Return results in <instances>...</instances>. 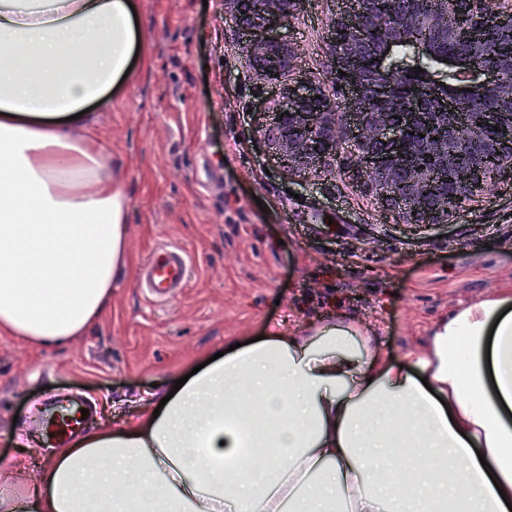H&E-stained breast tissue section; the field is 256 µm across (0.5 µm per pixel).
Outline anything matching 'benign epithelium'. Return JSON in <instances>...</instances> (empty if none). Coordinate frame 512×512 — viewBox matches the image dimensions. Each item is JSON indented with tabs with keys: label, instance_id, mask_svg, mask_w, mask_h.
I'll use <instances>...</instances> for the list:
<instances>
[{
	"label": "benign epithelium",
	"instance_id": "benign-epithelium-1",
	"mask_svg": "<svg viewBox=\"0 0 512 512\" xmlns=\"http://www.w3.org/2000/svg\"><path fill=\"white\" fill-rule=\"evenodd\" d=\"M396 12L393 0H357V9L331 22V47L337 93L347 94L353 125L344 124L336 98L325 93L323 79L290 84L286 77L299 48L279 38H261L245 46L257 84L275 86L281 100L272 126L262 130L264 147L287 175L331 165L342 140L356 157V177L386 204L397 208L403 224H446L465 202L504 175H512V112L485 108L480 97L441 94L440 72L416 70L421 59L442 61L428 32H451L457 41L474 40L482 53L467 58L461 72L477 84L496 86L512 102V83L500 81L498 63H512V44L498 33L512 30V0H437L432 11ZM298 0H224L225 14L246 29L263 30L292 16ZM410 76L411 95L403 98L396 79ZM435 98L434 112L418 102ZM506 127L493 137L489 129Z\"/></svg>",
	"mask_w": 512,
	"mask_h": 512
}]
</instances>
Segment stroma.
<instances>
[{"label":"stroma","instance_id":"35a3bbf8","mask_svg":"<svg viewBox=\"0 0 512 512\" xmlns=\"http://www.w3.org/2000/svg\"><path fill=\"white\" fill-rule=\"evenodd\" d=\"M142 46L92 131L129 199L131 263L112 309L63 348L31 351L0 336V468L35 447L34 406L83 393L88 427L120 423L192 359L243 336L298 332L340 311L369 324L394 358L419 350L458 302L512 286V177L446 224H403L353 184L349 156L284 175L262 145L277 99L249 77L248 32L224 0H139ZM336 0H300L270 29L301 55L288 76L334 71ZM161 244L190 259L184 291L157 304L138 286Z\"/></svg>","mask_w":512,"mask_h":512}]
</instances>
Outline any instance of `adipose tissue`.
Instances as JSON below:
<instances>
[{
  "mask_svg": "<svg viewBox=\"0 0 512 512\" xmlns=\"http://www.w3.org/2000/svg\"><path fill=\"white\" fill-rule=\"evenodd\" d=\"M141 39L129 0H0V335L72 343L130 263L128 198L90 131ZM271 421L269 454L241 455ZM512 289L391 358L335 314L242 341L162 408L54 449L0 512H512Z\"/></svg>",
  "mask_w": 512,
  "mask_h": 512,
  "instance_id": "ef3b65f1",
  "label": "adipose tissue"
}]
</instances>
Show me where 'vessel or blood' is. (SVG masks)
Listing matches in <instances>:
<instances>
[{
	"mask_svg": "<svg viewBox=\"0 0 512 512\" xmlns=\"http://www.w3.org/2000/svg\"><path fill=\"white\" fill-rule=\"evenodd\" d=\"M189 267V259L183 250L170 246L159 247L143 268L140 286L153 300H166L186 288ZM86 405V400L73 396L60 395L52 401L51 414L41 421L42 431L48 435L52 447H66L74 435L84 430L81 410Z\"/></svg>",
	"mask_w": 512,
	"mask_h": 512,
	"instance_id": "vessel-or-blood-1",
	"label": "vessel or blood"
}]
</instances>
